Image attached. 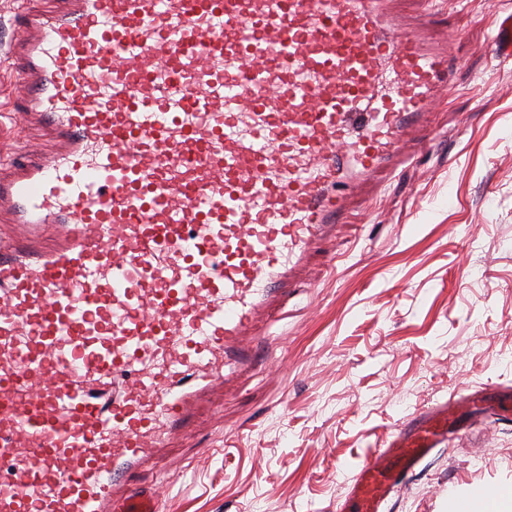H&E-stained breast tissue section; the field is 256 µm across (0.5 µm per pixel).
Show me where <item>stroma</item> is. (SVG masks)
<instances>
[{
	"label": "stroma",
	"mask_w": 512,
	"mask_h": 512,
	"mask_svg": "<svg viewBox=\"0 0 512 512\" xmlns=\"http://www.w3.org/2000/svg\"><path fill=\"white\" fill-rule=\"evenodd\" d=\"M495 6L512 0H402L459 49L441 141L355 212L334 272L314 267L272 325L266 364L136 475L160 512H334L404 419L512 386V62L493 53ZM510 489L512 423L491 419L436 449L391 512Z\"/></svg>",
	"instance_id": "obj_1"
}]
</instances>
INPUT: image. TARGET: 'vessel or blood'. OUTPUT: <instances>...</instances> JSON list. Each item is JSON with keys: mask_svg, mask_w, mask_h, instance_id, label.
<instances>
[{"mask_svg": "<svg viewBox=\"0 0 512 512\" xmlns=\"http://www.w3.org/2000/svg\"><path fill=\"white\" fill-rule=\"evenodd\" d=\"M394 2L22 9L15 120L44 143L0 167V512H158L133 473L260 366L361 191L437 134L457 52ZM493 44L512 60V13ZM468 412L511 415L512 388L406 418L336 512H385Z\"/></svg>", "mask_w": 512, "mask_h": 512, "instance_id": "1", "label": "vessel or blood"}]
</instances>
